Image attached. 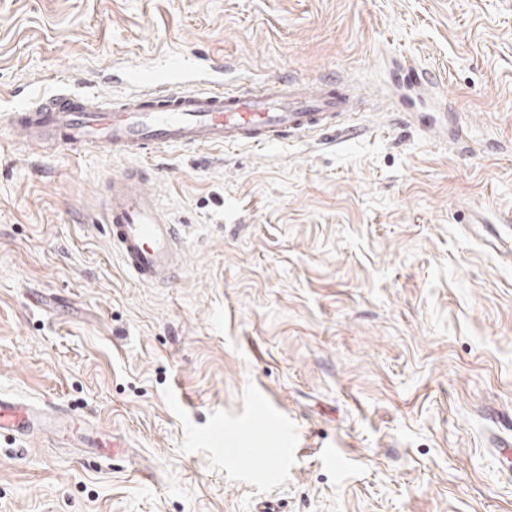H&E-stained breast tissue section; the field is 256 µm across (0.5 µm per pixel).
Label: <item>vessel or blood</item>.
Instances as JSON below:
<instances>
[{
  "label": "vessel or blood",
  "instance_id": "vessel-or-blood-1",
  "mask_svg": "<svg viewBox=\"0 0 512 512\" xmlns=\"http://www.w3.org/2000/svg\"><path fill=\"white\" fill-rule=\"evenodd\" d=\"M222 61L173 51L124 72L126 92L116 98L95 88L75 90L64 74L59 88L8 115L15 143L96 152L134 160L112 176L94 224L103 227L125 272L145 285L173 282L182 259L179 227L172 224L139 159L152 149L264 147L303 134L341 128L356 97L350 84L332 80L265 79L247 87L225 86ZM486 242L495 246L499 225L512 224V210L478 215ZM63 408L0 393V434L25 438L43 428L73 427ZM98 459L126 457L129 441L91 432L83 442Z\"/></svg>",
  "mask_w": 512,
  "mask_h": 512
}]
</instances>
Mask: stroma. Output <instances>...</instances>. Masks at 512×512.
<instances>
[{
	"label": "stroma",
	"mask_w": 512,
	"mask_h": 512,
	"mask_svg": "<svg viewBox=\"0 0 512 512\" xmlns=\"http://www.w3.org/2000/svg\"><path fill=\"white\" fill-rule=\"evenodd\" d=\"M172 50L343 80L359 111L147 155L186 262L146 286L87 223L127 161L16 147L5 117ZM428 96L463 141L424 130ZM509 208L512 0H0V392L132 445L1 434L0 512H512V261L471 227ZM76 448H93L97 459L116 461L125 458L130 447L129 441L118 434H105L93 431L85 438L80 447Z\"/></svg>",
	"instance_id": "obj_1"
}]
</instances>
